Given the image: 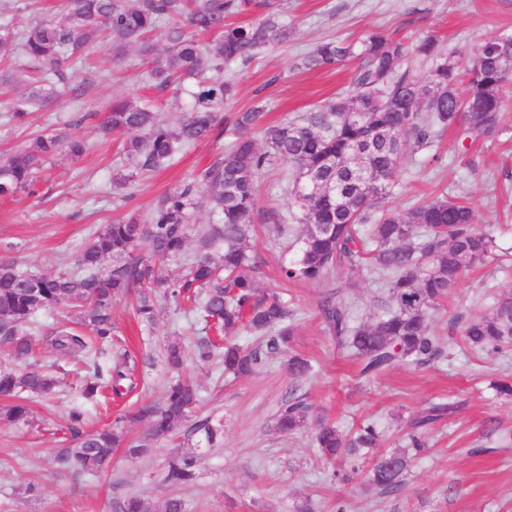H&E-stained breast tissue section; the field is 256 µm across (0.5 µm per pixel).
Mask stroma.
Masks as SVG:
<instances>
[{"label": "stroma", "instance_id": "stroma-1", "mask_svg": "<svg viewBox=\"0 0 512 512\" xmlns=\"http://www.w3.org/2000/svg\"><path fill=\"white\" fill-rule=\"evenodd\" d=\"M282 5L294 32L288 42L270 46L245 65L228 69L237 84L229 111L266 106L265 124L301 120L349 89L356 61L338 68L305 69L300 58L324 39L355 42L371 31L407 44L426 36L441 51L471 46L502 32L512 33V0H271ZM92 69L72 70L69 86L78 97L63 94L52 104L31 109L26 125L8 118L9 102L27 95L26 84L13 82L12 63L0 62V155L24 146L48 127H62L74 108L99 114L117 97L153 99L168 124L180 122L190 102L187 92L158 93L143 78L137 51L116 60L102 48L92 55ZM505 124L486 137L449 130L432 147L406 158L395 177L386 208L406 209L440 194L461 197L475 213L478 229L493 230L497 257L468 272L430 314L437 336L449 341L451 354L424 366L398 364L372 380L360 377L358 360L338 351L318 315V302L332 288L359 281L349 291L358 318L376 310L381 283L368 270L354 275L335 271L325 280L288 281L280 269L298 255L297 209L288 205L293 174L277 163L256 183L258 208L252 246L253 276L261 292H277L297 311L295 353L312 361V377L293 382L284 358L274 355L255 374L234 379L215 367L194 369L200 389V413L217 411L224 434L203 454L197 485L186 491L189 512H291L309 501L312 512H333L343 500L348 512H512V398L499 397L495 383L512 374V350L487 355L471 352L450 320L486 313L512 296V82L504 89ZM84 140L77 159L59 154L37 173L36 190L0 202V262L18 269L64 271L90 235L115 220L145 214L166 193L224 152L229 139L183 148L171 165L141 176L120 192L112 183L123 173L121 137H102L96 121L73 128ZM279 215L266 222L264 213ZM116 344L141 358L168 337L180 336L186 353H194L191 315L166 309L154 325L140 322L124 300L112 305ZM34 346L45 364L54 366L60 385L53 399L33 398L34 425H0V512H112V499L123 488L139 492L150 512H161L171 490L157 473L162 458L131 460L115 453L109 475L77 477L63 469L56 454L68 437V413L81 402L83 377L92 362L60 356L42 341ZM169 377L162 365L136 369L135 387L106 409L93 406L90 418L109 423L136 401L157 399ZM298 386L324 417L345 432L365 419L383 433L381 451L398 448L406 421L428 403L451 401L456 411L428 433V450L411 467L405 492L379 497L359 483L330 481L331 473L349 470L347 458H318L310 431L279 434L275 414L290 386ZM33 493H26L27 485Z\"/></svg>", "mask_w": 512, "mask_h": 512}]
</instances>
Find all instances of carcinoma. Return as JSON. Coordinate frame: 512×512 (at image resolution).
<instances>
[{"label": "carcinoma", "instance_id": "cac0c4a2", "mask_svg": "<svg viewBox=\"0 0 512 512\" xmlns=\"http://www.w3.org/2000/svg\"><path fill=\"white\" fill-rule=\"evenodd\" d=\"M263 11L257 21L236 25L231 15ZM64 18H39L27 25L4 28L0 60L20 59L16 67L31 93L18 100L11 118L25 122L28 109L53 102L62 94V66L84 69L97 46L120 55L136 47L147 56L145 79L166 90L192 78L191 105L176 127L166 123L155 106L129 98L112 101L99 123L104 136L129 133L123 148L128 173L114 182L123 188L138 176L168 165L186 146L234 136L229 150L192 178L167 193L141 219L118 220L94 232L71 272L21 271L0 264V344L20 367L0 366V422L27 423L31 395L49 396L58 386L53 372L35 361L36 317L60 306L78 312L77 321L57 323L43 336L60 355L98 356L112 352V301L127 296L135 301L139 319L152 324L161 312L156 289L176 307L189 306L205 335L195 343L200 366L221 365L235 377L248 376L272 355L290 348L296 311L278 294H257L251 275L249 233L257 206L258 175L276 162L294 169L293 204L301 212L302 230L297 258L282 268L287 280L321 281L344 267L364 264L384 282L378 312L364 321L353 318L351 304L339 289L319 301L324 330L361 362L360 375L371 379L405 363L426 365L444 356L445 348L430 328V312L457 287L476 265L494 257L495 236L474 227L473 209L444 194L407 210H383L403 159L433 145L441 132L460 124L482 135L494 134L502 119L503 87L512 75L505 62L512 58V35L488 39L470 50L441 53L437 39L426 36L413 48L369 32L357 43L328 39L301 58L314 69L348 59L361 65L353 89L300 122L263 128L265 105L229 113L236 82L224 77L227 64H247L272 44L288 41L292 27L264 0H64ZM162 30L163 54L156 53L150 36ZM430 64L418 79L404 68L409 54ZM435 93L427 98L422 86ZM265 129L261 146L253 132ZM72 158L85 151L82 140L46 129L24 147L0 156V199L31 189L35 174L61 152ZM219 215L205 230L198 251L187 253L192 214L199 189ZM184 261V269L157 275L155 259ZM114 264L107 265L108 261ZM90 330L85 335L80 328ZM246 328L260 341L244 345L233 339ZM461 336L472 350L499 353L512 347V298L496 309L463 321ZM132 357L115 353L109 382L100 373L86 380L82 397L93 401L102 388L124 393L131 379ZM160 360L177 377L160 401H143L110 424L87 431L85 407L69 413L72 444L61 449L57 462L78 475L98 476L111 467L112 455L123 449L132 460L165 453L162 481L181 491L196 486L203 449L222 436L221 419L199 414L200 392L182 375L184 351L180 341L162 347ZM295 380L314 373L311 361L299 354L288 358ZM312 406L305 395L292 391L278 409L275 429L295 433L315 425L312 443L318 456H347L350 472L344 482L359 480L379 496H398L405 490L411 463L428 448L427 430L453 411L433 403L413 417L405 445L379 455L364 470V455L380 446L382 434L373 422L361 423L351 434L326 420L311 421ZM148 423V431L131 442L127 428ZM112 512H147L135 492L117 495Z\"/></svg>", "mask_w": 512, "mask_h": 512}]
</instances>
